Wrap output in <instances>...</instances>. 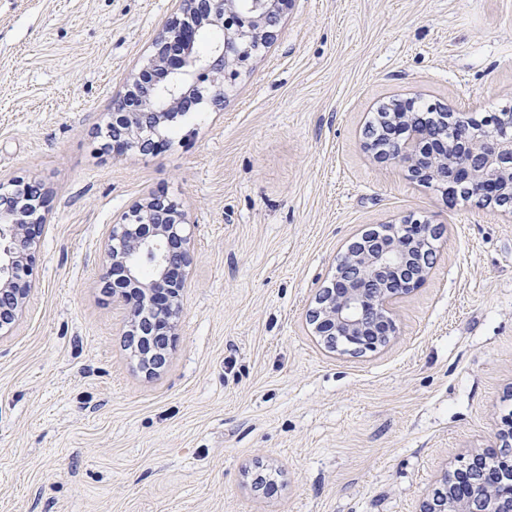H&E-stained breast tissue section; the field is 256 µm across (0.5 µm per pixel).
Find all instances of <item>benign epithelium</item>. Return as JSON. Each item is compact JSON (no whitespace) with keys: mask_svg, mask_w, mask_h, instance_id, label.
<instances>
[{"mask_svg":"<svg viewBox=\"0 0 512 512\" xmlns=\"http://www.w3.org/2000/svg\"><path fill=\"white\" fill-rule=\"evenodd\" d=\"M291 0H179L178 12L152 43L112 103V143L117 155L148 154L162 146L160 127L194 105L224 102V94L250 59L254 44L276 37L279 18ZM224 29V40L204 54L193 51L202 33ZM387 104L383 121L402 122L407 137L378 136L365 142L374 155L405 167L413 179L446 186L448 194L476 197L512 214V113L499 112V128L488 131L466 112L445 105L429 114L403 112ZM48 194L41 185L0 180V335L8 334L31 290L29 259L42 233ZM183 205L165 194L134 203L112 224L105 245V273L112 296L128 288L158 292L153 319L130 318L125 335L134 352L148 350L146 370L166 363L163 331L180 314L186 269L193 261ZM434 225L403 219L384 235L366 231L350 242L334 278L319 290L309 313L315 335L331 348L360 354L385 345L395 334L396 303L426 279L433 259ZM424 512H512V483L482 482L457 501L439 494Z\"/></svg>","mask_w":512,"mask_h":512,"instance_id":"7a95c632","label":"benign epithelium"}]
</instances>
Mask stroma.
I'll list each match as a JSON object with an SVG mask.
<instances>
[{"instance_id":"obj_1","label":"stroma","mask_w":512,"mask_h":512,"mask_svg":"<svg viewBox=\"0 0 512 512\" xmlns=\"http://www.w3.org/2000/svg\"><path fill=\"white\" fill-rule=\"evenodd\" d=\"M176 0H0V179L41 182L33 288L0 338V512H420L512 423V221L364 150L385 101L512 106V0H292L223 106L149 155L100 131ZM180 201L194 260L167 363L102 281L113 223ZM442 229L375 352L305 315L350 239Z\"/></svg>"}]
</instances>
